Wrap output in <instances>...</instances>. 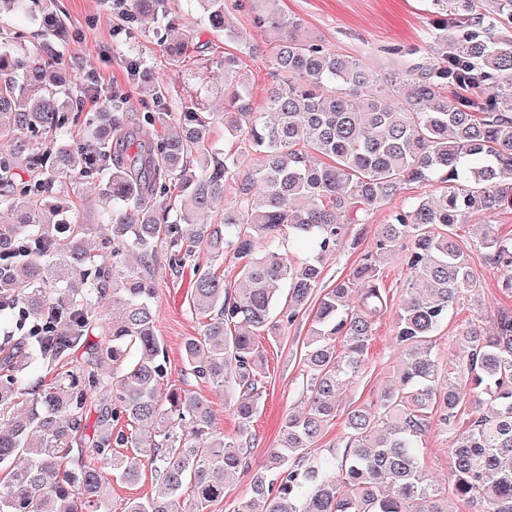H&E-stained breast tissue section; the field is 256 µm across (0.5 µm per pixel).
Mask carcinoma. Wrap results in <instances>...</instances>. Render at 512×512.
<instances>
[{
    "mask_svg": "<svg viewBox=\"0 0 512 512\" xmlns=\"http://www.w3.org/2000/svg\"><path fill=\"white\" fill-rule=\"evenodd\" d=\"M30 2L0 0V15L26 13ZM192 2L211 29L237 38L229 14L242 0ZM258 2L254 27L273 40L263 111H253L234 54H224L222 112L198 101L169 112L165 84L131 62L152 111L131 123L112 99L87 120V146L62 140L84 112L75 80L15 48L20 32L0 46V133L20 135L29 169L17 177L18 155L0 153V207L16 213L0 224V320L21 309L32 317L0 342V512H112V477L132 484L146 464L158 492L123 512H211L250 468L264 393L257 337L283 335L314 301L301 356L305 406L288 415L235 512H448L450 493L475 512H512V312L497 313L488 331H458L451 360L434 352L450 311L480 292L457 225L484 217L476 247L512 291V236L490 223L512 209V38L495 33L496 19H512V0L485 12L479 0H434L432 56L384 74L308 38L279 0ZM167 4L130 0L125 16L167 19L170 53L184 62L195 33ZM450 84L491 91L450 100ZM217 120L222 152L205 148ZM50 133L59 140L45 147ZM75 172L100 179L112 201L95 224L63 199L60 177ZM435 182L438 192L428 189ZM411 183L426 190L379 225L348 278L322 287L326 262L359 247L353 227ZM227 185L233 200L215 214ZM98 234L110 255L91 245ZM285 238L301 246V261L282 250ZM397 251L408 272L394 313L402 364L348 413L337 447L319 448L342 388L364 367L373 317L386 307L380 265ZM161 256L189 274L188 314L205 319L184 342L185 375L224 389L231 435L213 430L209 405L189 390L162 392L167 355L153 305ZM226 257L240 265L233 289L216 274ZM105 305L118 314L102 315ZM437 426L454 434L447 487L421 465ZM129 446L132 455L118 451Z\"/></svg>",
    "mask_w": 512,
    "mask_h": 512,
    "instance_id": "1",
    "label": "carcinoma"
}]
</instances>
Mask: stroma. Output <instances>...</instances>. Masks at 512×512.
Instances as JSON below:
<instances>
[{"label":"stroma","instance_id":"stroma-1","mask_svg":"<svg viewBox=\"0 0 512 512\" xmlns=\"http://www.w3.org/2000/svg\"><path fill=\"white\" fill-rule=\"evenodd\" d=\"M170 7L182 25L194 29L198 44L208 45L207 67L211 82L222 79L220 61L224 53L241 54L242 43L260 39L252 25L250 11L233 12L241 39L229 42L223 33L205 25L191 0H171ZM280 8L283 13L300 19L312 38L338 47L345 55L360 59L378 71L387 70L395 60L404 65L412 64L415 58L425 57L429 50L431 0H281ZM38 9V14L19 19L18 24L34 33L36 43L49 49L54 68L79 77L86 112L96 111L115 95L124 100L129 117L150 111V103L139 95L125 65L129 59L152 69L165 82L173 111H181L191 98L203 92L188 66L170 56L162 20L141 19L134 27H127L116 0H39ZM47 12L57 15L69 31V38L58 39L45 28L43 15ZM241 56L242 67L250 77L252 107L261 110L271 83L269 57L264 52ZM62 186L85 221L95 222L105 211L106 204L99 199L94 180L74 174L64 178ZM471 263L482 285L480 300L476 303L463 300L456 305L437 337L435 350L443 359L453 353L450 337L455 332L475 323L491 327L498 311H512V293L504 292L501 287V270L488 263L478 250L472 251ZM381 276L387 308L375 318L364 368L344 387L339 410L320 441L322 447L335 443L345 430L348 412L373 400L400 363L393 317L405 296L407 275L399 256L386 259L381 266ZM155 287L156 329L169 357V385H187L193 395L210 405L215 430L233 433L236 422L224 405L223 391L210 384L184 381V341L202 329L201 321L188 315L185 308L189 291L187 278L173 275L163 264L157 270ZM310 323V317L303 316L278 340L260 337L265 401L254 422L258 444L251 453L250 470L239 472L230 480L223 501L213 505L212 512H233L250 487L253 470L263 466L268 449L277 446L288 414L301 408L300 355ZM451 445V435L438 430L432 431L424 444L423 469L429 478L440 484L448 480L454 465L449 452Z\"/></svg>","mask_w":512,"mask_h":512}]
</instances>
